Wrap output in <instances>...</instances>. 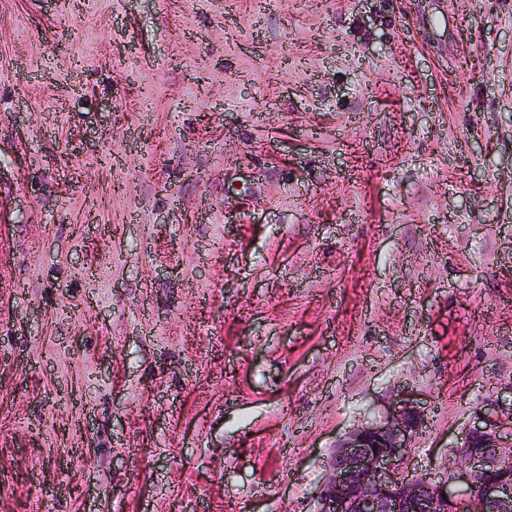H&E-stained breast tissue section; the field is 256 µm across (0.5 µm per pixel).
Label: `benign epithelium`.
Listing matches in <instances>:
<instances>
[{
    "label": "benign epithelium",
    "mask_w": 512,
    "mask_h": 512,
    "mask_svg": "<svg viewBox=\"0 0 512 512\" xmlns=\"http://www.w3.org/2000/svg\"><path fill=\"white\" fill-rule=\"evenodd\" d=\"M423 424L419 402L402 398L380 420L349 432L331 457L318 512H461L470 493L478 512H512V411L490 407L463 427L461 490L407 471Z\"/></svg>",
    "instance_id": "obj_1"
}]
</instances>
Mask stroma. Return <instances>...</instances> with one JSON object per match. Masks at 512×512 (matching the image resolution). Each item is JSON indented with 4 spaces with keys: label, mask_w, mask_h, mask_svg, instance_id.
Here are the masks:
<instances>
[{
    "label": "stroma",
    "mask_w": 512,
    "mask_h": 512,
    "mask_svg": "<svg viewBox=\"0 0 512 512\" xmlns=\"http://www.w3.org/2000/svg\"><path fill=\"white\" fill-rule=\"evenodd\" d=\"M512 399V0H0V512H315Z\"/></svg>",
    "instance_id": "35a3bbf8"
}]
</instances>
